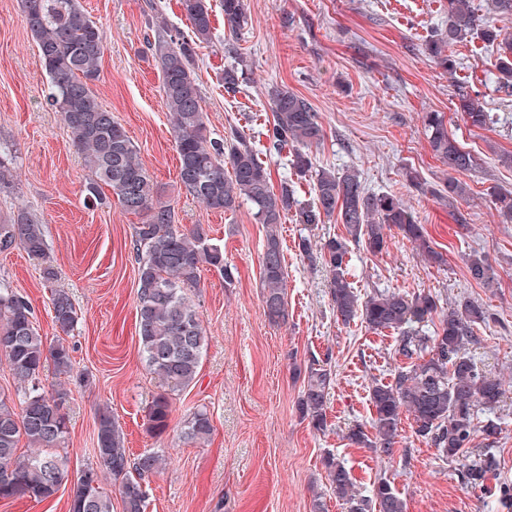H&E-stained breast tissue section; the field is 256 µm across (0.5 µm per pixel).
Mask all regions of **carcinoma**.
<instances>
[{"label":"carcinoma","instance_id":"carcinoma-1","mask_svg":"<svg viewBox=\"0 0 512 512\" xmlns=\"http://www.w3.org/2000/svg\"><path fill=\"white\" fill-rule=\"evenodd\" d=\"M22 6L48 77L47 103L59 112L89 172L87 196L96 203L103 201L104 185L125 212L142 217L135 231L138 335L148 367L168 389L152 401L148 413L151 432L161 436L169 427L172 396L195 381L207 346L187 289L197 286L205 265L216 270L228 286L235 281L237 269L224 260V250L211 242L201 225L184 229L175 223L174 207L142 164L137 146L93 91L99 79L102 37L79 0H22ZM180 7L193 37L187 40L162 27L147 44L161 72L162 100L172 120L181 187L210 209L233 213L245 203L256 223L264 225L262 301L265 315L275 324L288 321L279 228L288 211H295V222L304 230L298 249L310 261L321 263L327 273L336 319L345 325L359 320L370 330L394 332L395 352L405 359L394 382H376L370 388L375 408L373 432L356 426L349 440L390 456L402 415L407 413L418 436L440 455L460 462L466 484L474 489L486 487L499 469L492 446L501 427L492 419L480 424L478 410L496 409L506 388L503 378L478 368L466 345L475 340L476 329L488 323L489 311L472 302L445 307L431 294L409 296L389 289L361 298L349 280L352 247L380 254L387 248V231L395 228L429 263L444 264L443 254L430 245L416 213L401 197L369 191L355 168L335 173L314 166L312 148L322 143L325 133L307 99L286 89L272 90L268 137L276 149L293 148L296 175L311 180L310 204H299L294 189L286 183L277 191L272 188L267 168L238 128H230L222 139L211 137L196 74V49L212 38V4L211 0H180ZM220 7L224 29L232 37L237 35L247 24L245 0H221ZM444 13V23L424 41V53L453 78L457 64L448 48L476 37L493 51L497 91L512 97V26L487 19L492 14L502 22L511 21L512 0H487L483 15L473 0H446ZM244 66L241 58L224 69L226 93L237 92L239 68ZM457 98V109L470 126L494 123L478 89L459 85ZM422 122L434 155L450 172L432 193L454 208L468 196V190L452 173L474 169L477 160L448 134L444 113L425 112ZM489 196L503 221L512 223V191L495 188ZM332 217L343 225L345 234L313 246L307 232ZM14 248L23 249L38 262L45 258L42 225L23 209L0 223V252ZM466 268L475 282L487 287L493 284L495 272L486 258L473 256ZM52 308L55 324L69 332L76 319L69 294L55 292ZM434 320L438 324L430 335H424L423 327ZM1 358L9 365L16 391L13 398L0 394V500L50 498L69 477L67 460L54 453L68 436L69 391L45 387L42 377L49 367L58 375L71 374L72 356L64 342L49 344L39 335L30 302L9 288H0ZM330 360L329 356L323 361L310 360L298 401L301 418L318 432L327 427L326 397L333 383ZM213 432L206 410L191 412L185 423L186 438L205 443ZM479 437L485 448L472 458L468 449ZM22 440L29 448L27 454L18 452ZM94 452L98 465L88 472L112 477L122 512H145L143 483L165 468V456L155 451L131 456L122 429L107 409L97 415ZM324 466L330 487L347 512H405L403 499L388 481L373 483L365 495L344 462L328 456ZM70 512H112V495L101 486L75 483L70 487Z\"/></svg>","mask_w":512,"mask_h":512}]
</instances>
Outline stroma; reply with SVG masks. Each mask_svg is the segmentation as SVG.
I'll use <instances>...</instances> for the list:
<instances>
[{
  "label": "stroma",
  "mask_w": 512,
  "mask_h": 512,
  "mask_svg": "<svg viewBox=\"0 0 512 512\" xmlns=\"http://www.w3.org/2000/svg\"><path fill=\"white\" fill-rule=\"evenodd\" d=\"M444 0H246L248 23L237 36L224 30L214 9L213 34L197 49L196 73L212 137L230 126L244 128L271 173V184L290 183L295 198L312 200L298 179L291 149L268 150L269 93L284 88L306 98L325 138L313 151L317 167L358 168L369 189L401 196L416 211L426 237L445 265L430 264L399 233L372 256L354 250L350 280L360 296L395 289L428 293L444 303L470 301L492 318L477 330L468 350L483 371L503 377L509 391L480 420L500 423L494 446L500 483L512 485V223H503L489 191H512V168L497 154L512 152V102L503 103L488 75L494 60L479 44H457L461 66L448 78L422 50V40L444 18ZM103 41L100 77L93 89L140 149V158L184 228L202 225L224 258L238 270L232 286L217 272H201L190 297L199 313L207 349L194 383L172 399L168 431L154 436L148 410L166 387L146 365L138 337V270L135 228L140 216L118 202L93 206L85 199L87 171L59 115L46 103L47 75L24 19L20 0H0V149L15 177L0 190V220L18 210L43 227L46 261L22 249L0 252V288L25 296L46 341L63 340L74 369L60 377L47 371L45 385L70 392L69 436L61 453L70 472L96 465L95 421L111 411L131 454L160 451L165 470L144 484L146 512H312L322 497L328 512H343L330 489L323 460L343 461L361 491L385 479L399 492L406 512H497L494 496L467 487L458 461L439 455L403 416L393 456L348 439L354 426L374 416L372 381H392L395 335L361 322L337 321L326 274L298 251L300 227L293 217L280 226L287 267L288 322H269L263 311L260 262L265 239L248 207L233 213L205 208L181 189L179 160L161 77L148 48L155 19L190 32L179 0H82ZM247 59L236 96L223 87L224 68L235 55ZM477 84L496 122L470 127L456 110L455 82ZM441 112L448 130L478 161L462 174L469 186L456 209L432 196L448 168L431 151L422 113ZM417 172L411 185L407 171ZM484 255L497 283L487 288L466 273L468 255ZM51 265L52 280L42 267ZM71 296L78 318L61 333L53 319L54 290ZM331 354L334 383L327 396L328 429L301 419L302 379L294 371L311 357ZM207 407L214 432L207 444L183 432L190 410Z\"/></svg>",
  "instance_id": "stroma-1"
}]
</instances>
